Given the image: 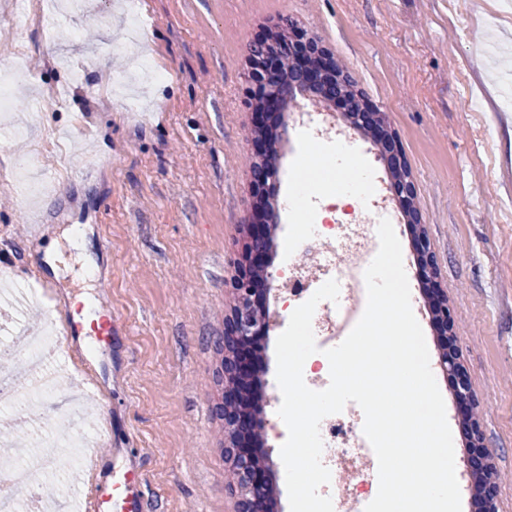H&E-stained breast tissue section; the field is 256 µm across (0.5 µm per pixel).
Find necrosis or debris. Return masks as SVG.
I'll use <instances>...</instances> for the list:
<instances>
[{
    "label": "necrosis or debris",
    "instance_id": "obj_1",
    "mask_svg": "<svg viewBox=\"0 0 512 512\" xmlns=\"http://www.w3.org/2000/svg\"><path fill=\"white\" fill-rule=\"evenodd\" d=\"M370 196L372 219L301 225L279 278L280 300L289 312L327 280H337L340 285L338 302H320L312 319L319 351L308 358L303 375L314 390L324 389L330 382L329 362L321 352L327 338L335 335L345 318L360 319L365 309L366 291L352 286L350 274L354 266H368L375 256L373 218L385 208L378 189H371ZM363 422L362 410L351 402L320 424L322 461L331 471L329 484L320 492L331 497L334 512H364L378 491L377 459L363 435ZM86 439L83 433L75 437L62 434L60 443H47L30 461L25 449H1L0 512H42V503L31 494L34 470L53 472L78 462L76 450Z\"/></svg>",
    "mask_w": 512,
    "mask_h": 512
}]
</instances>
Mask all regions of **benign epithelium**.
Masks as SVG:
<instances>
[{"label": "benign epithelium", "mask_w": 512, "mask_h": 512, "mask_svg": "<svg viewBox=\"0 0 512 512\" xmlns=\"http://www.w3.org/2000/svg\"><path fill=\"white\" fill-rule=\"evenodd\" d=\"M285 55L293 60L307 83L321 80L330 69L331 59L315 42L290 36L274 51L252 56L254 96L261 104L256 112L257 129L266 127L267 115L280 107L285 96V85L279 79L281 58ZM378 117L377 112H358L351 121L361 125L374 123V128L381 131L376 142L379 152L393 166L408 169L402 147L389 122L378 123ZM393 191L401 199L408 227L415 235L417 276L427 285L431 323L442 338L439 364L454 379L458 402L466 407L473 398L471 383L459 362L447 294L437 287V263L414 205L416 188L411 175L393 180ZM246 229L249 242L237 276L230 284L234 306L230 318L224 322V459L228 464V484L234 495L233 512H272V486L268 479L272 462L269 456L255 450L260 425L251 391L256 375L255 355L272 327L266 300L273 273L269 271L267 260L270 225L265 223V213H260V223L248 224ZM466 424L472 438L471 455L465 460L467 470L473 473L492 470L490 454L484 448L477 428L469 420Z\"/></svg>", "instance_id": "obj_1"}]
</instances>
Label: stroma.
Instances as JSON below:
<instances>
[{
    "mask_svg": "<svg viewBox=\"0 0 512 512\" xmlns=\"http://www.w3.org/2000/svg\"><path fill=\"white\" fill-rule=\"evenodd\" d=\"M13 10L14 0H0V46L21 47L27 71L14 85L16 110L0 115V163L23 172L0 184L1 374L27 390L35 373L20 342L48 328L60 341L43 366L63 386L36 415L0 409V428L24 421L32 448L96 429L89 468L53 485L57 512L129 467L149 512H232L216 342L244 227L257 221L248 47L285 21L348 69L398 136L499 483L497 512H512V111L500 104L512 93V0H80L52 25L25 29L8 24ZM144 61L161 79L142 72ZM50 86L64 92L52 108L42 103ZM343 111L302 92L269 116V128H288L270 195L273 274L299 222L285 191L301 168L332 155L313 131ZM346 149L352 170L386 187L387 162L371 141L354 133ZM396 234L438 373L441 340L415 274L414 236L403 222ZM106 306L110 340L71 331L70 321ZM285 327L276 322L264 340L252 383L275 512H289L275 357ZM436 381L462 512H475L464 410L448 379Z\"/></svg>",
    "mask_w": 512,
    "mask_h": 512,
    "instance_id": "obj_1",
    "label": "stroma"
}]
</instances>
